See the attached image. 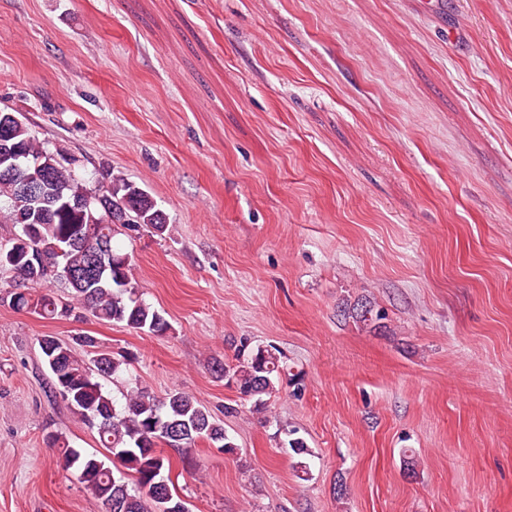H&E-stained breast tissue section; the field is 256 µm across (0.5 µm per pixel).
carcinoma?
Returning <instances> with one entry per match:
<instances>
[{
	"mask_svg": "<svg viewBox=\"0 0 512 512\" xmlns=\"http://www.w3.org/2000/svg\"><path fill=\"white\" fill-rule=\"evenodd\" d=\"M8 144L41 158L50 169V180L40 194L19 207L12 200L14 182L0 175V223L22 228L0 253V260L5 261L0 270L12 273L10 304L51 319L78 307L100 320L157 336L166 334L168 321L141 297L130 277L128 255L113 245L114 224H91L88 216L70 208L69 202L87 192L75 170L76 159H67L61 150H50L22 121L13 125ZM110 184L112 193L105 198L101 212L123 210L136 224H148L160 233L167 230L166 215L158 214L147 190L119 174L112 176ZM61 249L68 250L67 260L78 273L94 256L103 261L93 275L64 281L70 290L66 303L49 293L36 297L28 291L30 285L47 288L54 283L29 265L31 253L50 262L60 259ZM39 347L53 375V392L86 425L97 430L101 445L109 452L103 459L88 456L65 437L50 435L47 442L61 449V468L77 474L103 504L112 506L111 512H189L186 502L171 491L166 475L170 460L160 447L187 452L206 442L230 453L234 444L224 426L206 407L176 390L158 399L134 386L124 394V403L116 406L101 379L123 371L129 362L125 355L97 353L94 374L70 346L53 336L42 337ZM213 372L234 386L242 399L252 402L253 411L260 414L268 410L267 396L275 391L287 366L276 348L254 347L243 340L236 346L232 361L214 360ZM127 475L135 482L132 491L125 481Z\"/></svg>",
	"mask_w": 512,
	"mask_h": 512,
	"instance_id": "1",
	"label": "carcinoma"
}]
</instances>
